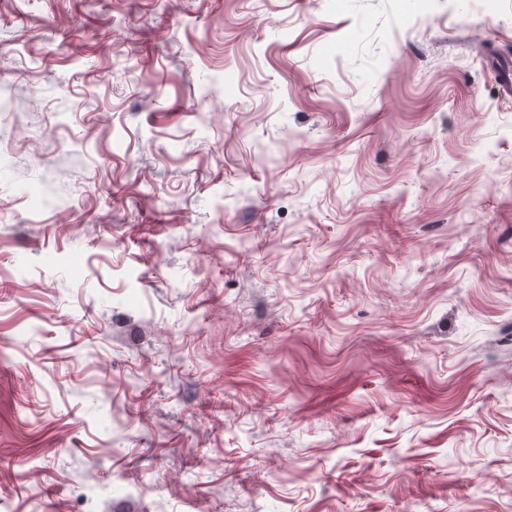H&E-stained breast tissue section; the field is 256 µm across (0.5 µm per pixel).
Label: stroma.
Wrapping results in <instances>:
<instances>
[{"label": "stroma", "mask_w": 512, "mask_h": 512, "mask_svg": "<svg viewBox=\"0 0 512 512\" xmlns=\"http://www.w3.org/2000/svg\"><path fill=\"white\" fill-rule=\"evenodd\" d=\"M512 0H0V512H512Z\"/></svg>", "instance_id": "obj_1"}]
</instances>
